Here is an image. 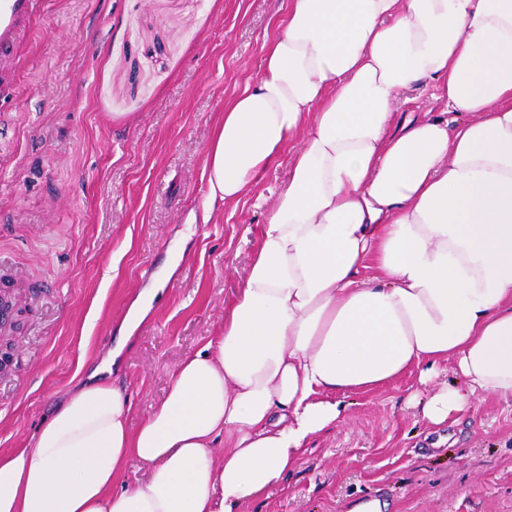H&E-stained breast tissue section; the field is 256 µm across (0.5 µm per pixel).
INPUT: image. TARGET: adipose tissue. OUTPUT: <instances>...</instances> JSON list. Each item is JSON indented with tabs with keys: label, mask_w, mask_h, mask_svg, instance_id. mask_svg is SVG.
Here are the masks:
<instances>
[{
	"label": "adipose tissue",
	"mask_w": 512,
	"mask_h": 512,
	"mask_svg": "<svg viewBox=\"0 0 512 512\" xmlns=\"http://www.w3.org/2000/svg\"><path fill=\"white\" fill-rule=\"evenodd\" d=\"M418 85L447 116L396 125ZM287 149L220 332L138 428L125 388L69 394L0 455V512H241L342 420L339 394L414 369L464 379L427 396L431 426L512 403V0H289L207 147L205 214Z\"/></svg>",
	"instance_id": "1"
}]
</instances>
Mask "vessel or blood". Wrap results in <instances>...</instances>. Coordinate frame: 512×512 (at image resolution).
<instances>
[{
    "mask_svg": "<svg viewBox=\"0 0 512 512\" xmlns=\"http://www.w3.org/2000/svg\"><path fill=\"white\" fill-rule=\"evenodd\" d=\"M39 16V0H0V91L9 90L24 58L28 34ZM0 326H7L16 302L19 280L0 264Z\"/></svg>",
    "mask_w": 512,
    "mask_h": 512,
    "instance_id": "obj_1",
    "label": "vessel or blood"
}]
</instances>
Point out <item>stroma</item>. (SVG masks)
<instances>
[{"mask_svg":"<svg viewBox=\"0 0 512 512\" xmlns=\"http://www.w3.org/2000/svg\"><path fill=\"white\" fill-rule=\"evenodd\" d=\"M288 0H43L0 115V258L30 285L0 369V454L29 436L108 350L136 414L158 404L240 288L288 180L280 157L203 220L206 148L253 82ZM158 295L141 320L136 302ZM410 371L346 396L344 418L244 512H512V405L479 397L448 440Z\"/></svg>","mask_w":512,"mask_h":512,"instance_id":"obj_1","label":"stroma"}]
</instances>
